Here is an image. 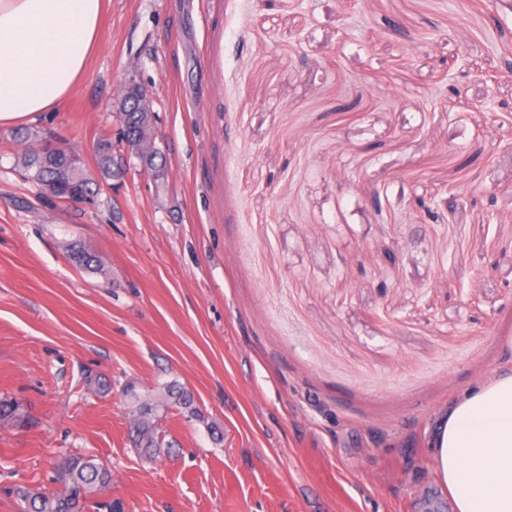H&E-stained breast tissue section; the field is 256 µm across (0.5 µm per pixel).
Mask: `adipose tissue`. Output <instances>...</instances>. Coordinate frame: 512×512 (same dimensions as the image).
<instances>
[{
	"label": "adipose tissue",
	"mask_w": 512,
	"mask_h": 512,
	"mask_svg": "<svg viewBox=\"0 0 512 512\" xmlns=\"http://www.w3.org/2000/svg\"><path fill=\"white\" fill-rule=\"evenodd\" d=\"M102 0H0V126L52 111L94 51ZM500 368L440 410L431 438L454 512H512V336Z\"/></svg>",
	"instance_id": "adipose-tissue-1"
}]
</instances>
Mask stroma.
Instances as JSON below:
<instances>
[{"mask_svg":"<svg viewBox=\"0 0 512 512\" xmlns=\"http://www.w3.org/2000/svg\"><path fill=\"white\" fill-rule=\"evenodd\" d=\"M131 75L161 178L98 169ZM24 129L81 155L94 201L26 179ZM477 144L491 164L459 170ZM506 336L512 0H104L69 97L0 126V397L25 412L0 422V512L73 454L122 512H453L427 439ZM129 382L185 387L222 443L174 409L144 455ZM66 251L70 260L79 268L92 272H102L103 260L97 253L77 243L68 244Z\"/></svg>","mask_w":512,"mask_h":512,"instance_id":"obj_1","label":"stroma"}]
</instances>
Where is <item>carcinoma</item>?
<instances>
[{
    "mask_svg": "<svg viewBox=\"0 0 512 512\" xmlns=\"http://www.w3.org/2000/svg\"><path fill=\"white\" fill-rule=\"evenodd\" d=\"M123 132L125 141L135 145L150 129L149 113L138 104L134 91H129L122 104ZM112 138L101 135L97 139V164L101 175L112 176ZM23 165L28 178L37 184L42 193L54 198L63 197L57 186L55 163L40 149L25 152ZM81 192L93 194V179L84 164L74 173ZM70 260L79 268L100 272L103 260L86 247L70 243L67 245ZM125 395L134 406V418L130 432L134 447L148 455L161 447L159 422L169 410L177 408L189 421H205V416L195 405L190 393L175 384H165L157 391L141 394L134 383L124 387ZM55 481L62 489L55 493L40 492L20 486L16 497L24 503L23 512H113L112 503L99 500V495L112 482L111 471L93 455H72L60 461L55 468Z\"/></svg>",
    "mask_w": 512,
    "mask_h": 512,
    "instance_id": "1",
    "label": "carcinoma"
}]
</instances>
